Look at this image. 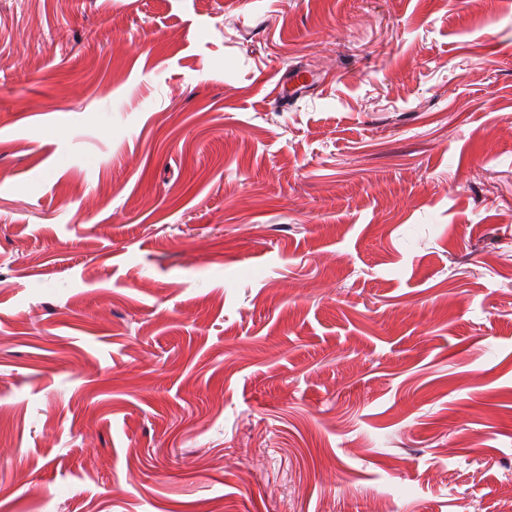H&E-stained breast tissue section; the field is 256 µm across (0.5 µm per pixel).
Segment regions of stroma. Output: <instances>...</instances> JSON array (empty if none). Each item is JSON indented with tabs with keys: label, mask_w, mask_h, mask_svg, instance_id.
Here are the masks:
<instances>
[{
	"label": "stroma",
	"mask_w": 512,
	"mask_h": 512,
	"mask_svg": "<svg viewBox=\"0 0 512 512\" xmlns=\"http://www.w3.org/2000/svg\"><path fill=\"white\" fill-rule=\"evenodd\" d=\"M507 484L512 0H0V512ZM304 76L300 71H292L288 78L280 79L273 88L272 94L288 104V97L301 91L304 84Z\"/></svg>",
	"instance_id": "stroma-1"
}]
</instances>
